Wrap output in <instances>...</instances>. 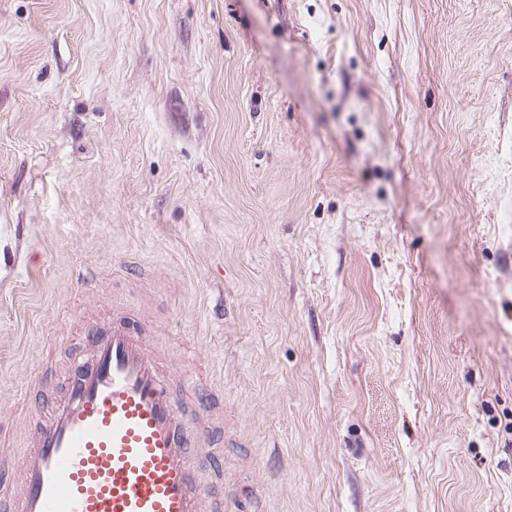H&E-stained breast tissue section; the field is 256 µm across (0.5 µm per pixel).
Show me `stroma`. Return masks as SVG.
Here are the masks:
<instances>
[{
	"mask_svg": "<svg viewBox=\"0 0 512 512\" xmlns=\"http://www.w3.org/2000/svg\"><path fill=\"white\" fill-rule=\"evenodd\" d=\"M138 318L193 483L512 512V0H0V492Z\"/></svg>",
	"mask_w": 512,
	"mask_h": 512,
	"instance_id": "obj_1",
	"label": "stroma"
}]
</instances>
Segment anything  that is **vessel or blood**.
Segmentation results:
<instances>
[{
  "instance_id": "obj_1",
  "label": "vessel or blood",
  "mask_w": 512,
  "mask_h": 512,
  "mask_svg": "<svg viewBox=\"0 0 512 512\" xmlns=\"http://www.w3.org/2000/svg\"><path fill=\"white\" fill-rule=\"evenodd\" d=\"M91 349L18 461L7 512H204L190 482L201 440L183 430L157 344L128 315L87 324Z\"/></svg>"
}]
</instances>
